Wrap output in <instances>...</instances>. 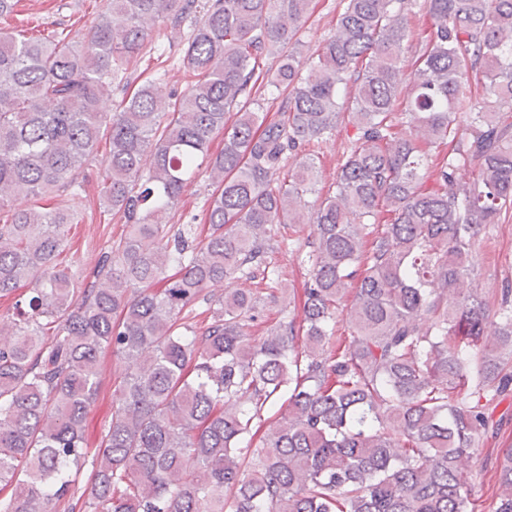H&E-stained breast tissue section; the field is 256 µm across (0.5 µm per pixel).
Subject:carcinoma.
<instances>
[{"mask_svg": "<svg viewBox=\"0 0 512 512\" xmlns=\"http://www.w3.org/2000/svg\"><path fill=\"white\" fill-rule=\"evenodd\" d=\"M407 2L347 0L316 56L290 53L266 76L286 92L273 118L250 108L259 60L311 0H107L76 40L0 31V299L13 298L0 512H58L109 349L121 369L93 512H512V448L488 506L473 469L512 401V289L490 314L474 275L476 240L512 210V0H426L402 99ZM186 21L183 90L125 85L102 111L145 42ZM342 117L355 137L325 195L313 159L281 173ZM103 126L101 199L127 230L76 288L56 257L77 204L22 202L71 187ZM202 169L206 235L174 231L169 213ZM278 224L312 226L301 316L254 338L260 296L231 284L279 281L266 262ZM339 317L349 335L336 339Z\"/></svg>", "mask_w": 512, "mask_h": 512, "instance_id": "carcinoma-1", "label": "carcinoma"}]
</instances>
